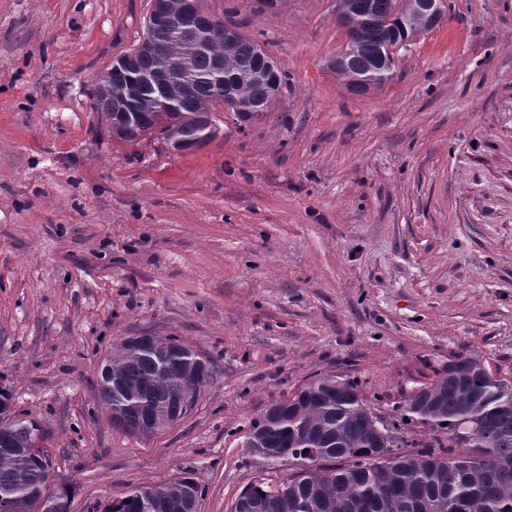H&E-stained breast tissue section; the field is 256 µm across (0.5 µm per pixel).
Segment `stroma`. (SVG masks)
Returning a JSON list of instances; mask_svg holds the SVG:
<instances>
[{"mask_svg":"<svg viewBox=\"0 0 512 512\" xmlns=\"http://www.w3.org/2000/svg\"><path fill=\"white\" fill-rule=\"evenodd\" d=\"M152 0H0V386L42 427L70 512L188 475L201 512L275 490L250 429L318 373L384 419L457 357L512 384V0H447L393 77L351 94L337 0H204L289 76L272 109L174 152L113 140L95 84ZM212 360L193 410L113 431L97 379L122 336Z\"/></svg>","mask_w":512,"mask_h":512,"instance_id":"obj_1","label":"stroma"}]
</instances>
